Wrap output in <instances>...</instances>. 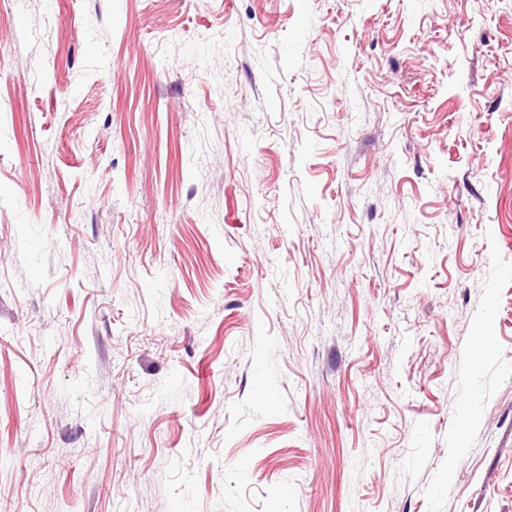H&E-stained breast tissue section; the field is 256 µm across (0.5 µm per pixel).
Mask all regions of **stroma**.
<instances>
[{"label":"stroma","instance_id":"35a3bbf8","mask_svg":"<svg viewBox=\"0 0 512 512\" xmlns=\"http://www.w3.org/2000/svg\"><path fill=\"white\" fill-rule=\"evenodd\" d=\"M0 512H512V0H0Z\"/></svg>","mask_w":512,"mask_h":512}]
</instances>
